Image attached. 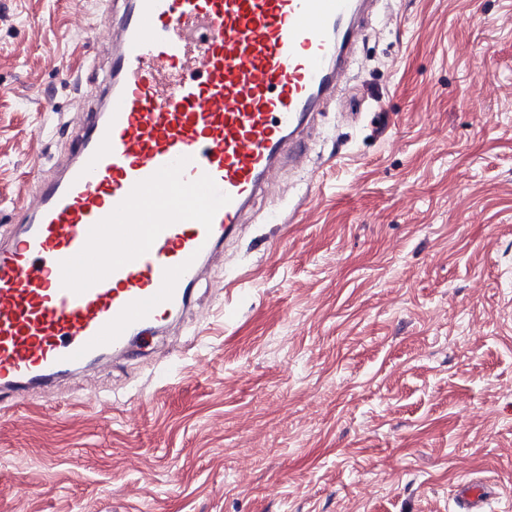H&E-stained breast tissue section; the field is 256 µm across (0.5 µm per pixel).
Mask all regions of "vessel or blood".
I'll return each instance as SVG.
<instances>
[{
    "instance_id": "b4317fda",
    "label": "vessel or blood",
    "mask_w": 512,
    "mask_h": 512,
    "mask_svg": "<svg viewBox=\"0 0 512 512\" xmlns=\"http://www.w3.org/2000/svg\"><path fill=\"white\" fill-rule=\"evenodd\" d=\"M379 0H109L106 65L0 245V393L20 398L181 314L202 266L300 167ZM495 485L461 478L457 512Z\"/></svg>"
}]
</instances>
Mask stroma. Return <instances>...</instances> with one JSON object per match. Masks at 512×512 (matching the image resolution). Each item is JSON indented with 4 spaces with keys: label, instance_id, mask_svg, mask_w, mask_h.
Listing matches in <instances>:
<instances>
[{
    "label": "stroma",
    "instance_id": "1",
    "mask_svg": "<svg viewBox=\"0 0 512 512\" xmlns=\"http://www.w3.org/2000/svg\"><path fill=\"white\" fill-rule=\"evenodd\" d=\"M304 169L193 305L0 399V512L512 504V0H389ZM103 0H0V228L47 176ZM499 497L495 484L469 477L461 478L454 489L457 512H486L489 502Z\"/></svg>",
    "mask_w": 512,
    "mask_h": 512
}]
</instances>
